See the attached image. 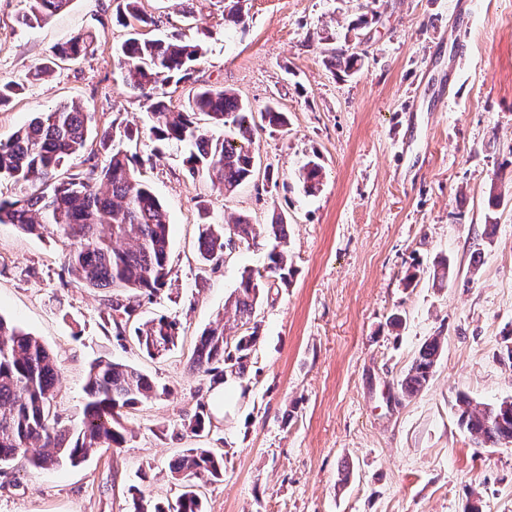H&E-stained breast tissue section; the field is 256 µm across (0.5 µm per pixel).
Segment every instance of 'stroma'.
Wrapping results in <instances>:
<instances>
[{"label": "stroma", "mask_w": 512, "mask_h": 512, "mask_svg": "<svg viewBox=\"0 0 512 512\" xmlns=\"http://www.w3.org/2000/svg\"><path fill=\"white\" fill-rule=\"evenodd\" d=\"M120 0H70L27 28V0H0V79L23 84L0 107V140L36 114L76 102L100 124L139 136L123 148L165 205L171 224L166 284L132 319H176V346L149 357L134 333L116 339L111 290L77 285L54 235L0 224V316L57 358L54 408L79 424L89 363L134 365L166 395L125 414L118 451L80 466L0 468V512H131V488L174 501L169 465L185 449L224 454V475L201 487L205 512H512V443L477 444L459 425L457 398L512 397L502 356L512 343V196L487 210L493 175L512 178V0H248L246 26L224 35L223 0H140L148 36L175 33L204 53L189 82L168 86L171 110L195 86L235 90L253 110L276 104L283 131H257L254 176L223 194L190 177L182 144L150 137L151 118L113 50L128 30ZM374 10L362 69L347 77L326 59L349 23ZM95 33L93 52L42 77L38 64L71 37ZM323 167L306 194L298 169ZM279 172L277 187L265 168ZM288 222L294 275L263 293L259 342L239 381L236 414L209 413L215 382L191 365L204 329L224 314L243 269L263 268L266 247L237 245L219 269L198 260L201 223L239 216ZM451 268L442 287L428 275ZM417 272L405 286L407 272ZM402 323L389 324L392 314ZM442 351L427 386L399 389L432 337Z\"/></svg>", "instance_id": "stroma-1"}]
</instances>
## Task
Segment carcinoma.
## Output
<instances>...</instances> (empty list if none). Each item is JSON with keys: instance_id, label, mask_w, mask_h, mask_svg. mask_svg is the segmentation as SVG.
Instances as JSON below:
<instances>
[{"instance_id": "obj_1", "label": "carcinoma", "mask_w": 512, "mask_h": 512, "mask_svg": "<svg viewBox=\"0 0 512 512\" xmlns=\"http://www.w3.org/2000/svg\"><path fill=\"white\" fill-rule=\"evenodd\" d=\"M70 0H28L19 23L33 28L64 9ZM121 20L130 28L128 38L116 48L113 59L126 72L133 91L148 92V110L153 117L150 133L158 140L186 142L190 176H204L224 193H232L256 171L251 149L255 132L288 125L286 113L273 104L255 112L237 94L204 85L188 103V109L172 112L166 91L190 78L192 63L202 48L178 34L150 38L140 31L147 23L139 0H123ZM245 0H227L224 26L246 25ZM378 22L376 14H361L351 24L367 36ZM95 36L86 32L57 47L54 56L73 61L94 51ZM366 51L357 47L332 48L329 63L347 76L359 71ZM208 117L224 130L214 136L201 128L197 116ZM101 147L114 139V129L98 126L95 113L72 102L42 112L0 141V179L10 181L16 193L0 195V223L14 224L23 232L50 231L68 243L64 266L87 288H121L127 303L112 304L110 317L116 336H123L144 300H152L166 284L170 222L167 211L148 184L131 167V157L112 149L105 163L96 161L88 149L91 133ZM87 154L86 167L67 176L63 164L73 156ZM304 190L313 194L321 184L322 168L314 159L300 168ZM258 246L272 243L264 271L246 268L228 300L235 326L251 325L255 308L266 286L265 279L290 283L293 267L288 257V223L280 214L257 226L246 218L232 224H203L198 251L204 266L224 262L232 238ZM179 323L167 316L148 320L134 329L140 346L153 356L175 346ZM259 340L258 327L240 335L225 333V324L205 330L194 351L192 366L209 375L228 373L243 377L246 363ZM440 342L425 343L400 383L401 392L412 397L428 382L436 364ZM58 380L56 358L35 337L0 317V465L21 456L38 469L64 464L77 466L98 449H117L127 442L124 418L127 409L159 395L156 385L139 368L97 359L88 369L80 426L71 430L59 425L52 411ZM458 421L485 445L512 443V399L477 407L469 397L457 400ZM172 477L182 492L173 504L150 503L133 489V512H203L197 488L224 475V454L214 448H188L170 464Z\"/></svg>"}]
</instances>
